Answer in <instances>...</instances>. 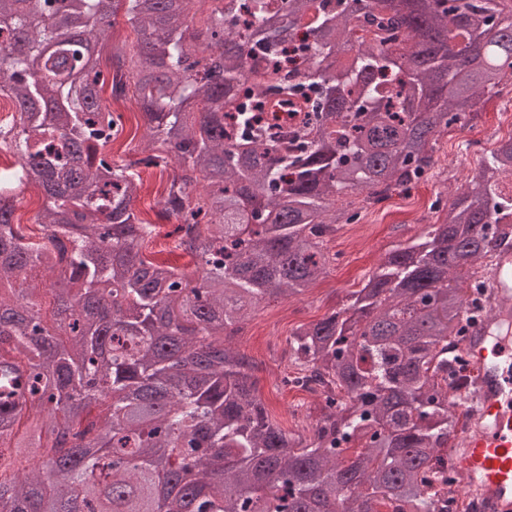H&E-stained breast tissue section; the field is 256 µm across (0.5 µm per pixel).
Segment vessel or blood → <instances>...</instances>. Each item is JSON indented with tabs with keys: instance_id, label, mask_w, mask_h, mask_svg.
I'll list each match as a JSON object with an SVG mask.
<instances>
[{
	"instance_id": "b4317fda",
	"label": "vessel or blood",
	"mask_w": 512,
	"mask_h": 512,
	"mask_svg": "<svg viewBox=\"0 0 512 512\" xmlns=\"http://www.w3.org/2000/svg\"><path fill=\"white\" fill-rule=\"evenodd\" d=\"M487 318L467 331L477 409L451 462L480 502L481 512H512V251L499 253Z\"/></svg>"
}]
</instances>
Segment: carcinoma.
Instances as JSON below:
<instances>
[{
	"label": "carcinoma",
	"mask_w": 512,
	"mask_h": 512,
	"mask_svg": "<svg viewBox=\"0 0 512 512\" xmlns=\"http://www.w3.org/2000/svg\"><path fill=\"white\" fill-rule=\"evenodd\" d=\"M224 2L0 0V93L20 114L0 129L18 159L0 186V512H450L448 341L508 235L493 227L512 135L347 304L288 337L324 396L309 438L271 419L229 339L327 274L326 239L363 195L436 175L439 138L512 87V0H250L244 29ZM194 5L201 28L183 22ZM121 12L131 57L100 53ZM301 29L309 55L282 74ZM106 86L142 111L137 165L180 166L159 203L189 273L142 252L157 225L133 208L140 173L103 153ZM272 96L307 115L262 121ZM30 183L47 199L36 238L13 223ZM44 293L71 318L47 323Z\"/></svg>",
	"instance_id": "obj_1"
}]
</instances>
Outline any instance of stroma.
<instances>
[{"mask_svg": "<svg viewBox=\"0 0 512 512\" xmlns=\"http://www.w3.org/2000/svg\"><path fill=\"white\" fill-rule=\"evenodd\" d=\"M110 107L122 114L123 125L107 152L117 164L132 163L141 157L140 143L134 138L140 110L130 100L111 101ZM475 165V160L463 156L449 159L438 176L421 181L407 193L393 195L370 219L337 225L326 243L328 252L336 256L328 276L303 296L260 305L244 331L233 337V347L259 364V395L283 428L310 435L323 407L320 398L283 382L289 360L282 349L293 329L342 307L349 293L361 288L386 253L419 233L431 203L447 199Z\"/></svg>", "mask_w": 512, "mask_h": 512, "instance_id": "stroma-1", "label": "stroma"}]
</instances>
